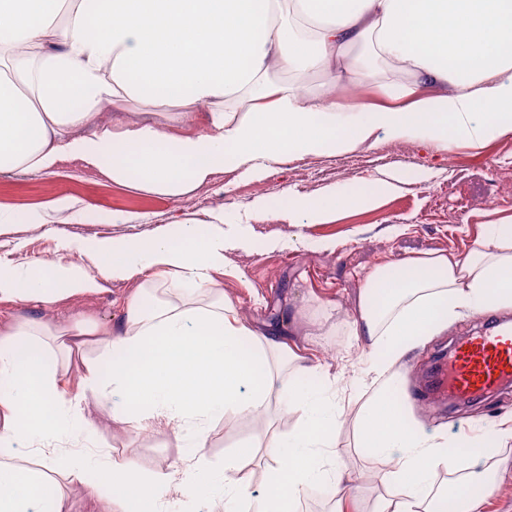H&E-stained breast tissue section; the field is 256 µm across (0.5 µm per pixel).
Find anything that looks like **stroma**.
Masks as SVG:
<instances>
[{
    "label": "stroma",
    "mask_w": 512,
    "mask_h": 512,
    "mask_svg": "<svg viewBox=\"0 0 512 512\" xmlns=\"http://www.w3.org/2000/svg\"><path fill=\"white\" fill-rule=\"evenodd\" d=\"M428 179H420L422 170ZM403 177L399 189L387 193L377 180L383 173ZM512 177V135L474 147L459 140L436 142L380 139L336 155L306 156L284 161L264 176L219 170L207 182L181 197L112 183L98 170L78 161L64 162L56 175L0 176V212L26 215L60 197L82 213L101 216L98 224L76 222L59 213L47 225L0 223V260L43 263L45 258L79 257V245L90 239L128 236L150 238L174 234L179 223L205 224L213 212L224 214L223 227L240 243L230 263L214 279L239 315L256 324L289 319L298 347L319 338L316 356L329 373L352 377L365 361L363 350L346 334L345 322L356 308L365 273L375 264L424 252H465L484 225L512 220V194L502 191V178ZM317 196L334 189L348 196L374 198L342 211L326 224H287L279 210L288 190ZM264 210H257V203ZM279 247H269V240ZM136 280L107 281L98 294L65 300L51 310L63 316L80 311L99 318H121ZM477 318L457 322L446 335L434 337L410 354L406 380L395 400H408L427 426L447 424L449 434L492 425L512 412V386L482 396L468 405L443 404L421 394L430 365L451 342L479 328ZM359 401L345 403L336 430V452L357 475L356 492L367 497L381 491V468L371 454L355 447L351 420ZM101 438L128 456L144 472L168 469L182 451L160 431L126 447L120 424L108 406H92ZM254 419L226 415L211 433L205 450L213 466L231 452L246 450L263 438Z\"/></svg>",
    "instance_id": "35a3bbf8"
}]
</instances>
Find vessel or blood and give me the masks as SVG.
I'll list each match as a JSON object with an SVG mask.
<instances>
[{
    "mask_svg": "<svg viewBox=\"0 0 512 512\" xmlns=\"http://www.w3.org/2000/svg\"><path fill=\"white\" fill-rule=\"evenodd\" d=\"M512 383V325L502 323L462 339L432 371V397L470 398Z\"/></svg>",
    "mask_w": 512,
    "mask_h": 512,
    "instance_id": "obj_1",
    "label": "vessel or blood"
}]
</instances>
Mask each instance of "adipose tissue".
Wrapping results in <instances>:
<instances>
[{"label":"adipose tissue","instance_id":"obj_1","mask_svg":"<svg viewBox=\"0 0 512 512\" xmlns=\"http://www.w3.org/2000/svg\"><path fill=\"white\" fill-rule=\"evenodd\" d=\"M0 0V174L54 175L78 160L110 180L181 196L219 169L261 174L284 160L348 152L375 135L480 146L512 133V0ZM93 32H86V23ZM371 42L376 59L402 65L409 83L383 85L389 105L339 104L326 89L306 94L268 82L277 67L360 74L351 49ZM431 95H421L422 87ZM172 107L173 135L152 120L99 123L104 105ZM328 192L292 191L281 207L291 224H321L347 204ZM199 239L201 252L185 248ZM229 242L215 223L184 224L149 239L83 245L95 269L74 261L0 263V301L16 312L0 321V512H70L77 484L110 512H279L305 487L328 483L348 512L351 474L335 452L346 391L364 395L355 418L358 447L387 469L388 494L372 512H434L438 473L459 488L451 512H482L483 493L512 462V418L492 432L449 436L426 429L393 402L404 359L455 322L512 310V224H490L466 251L429 252L378 263L364 276L347 333L368 349L352 379L324 374L316 356L296 353L286 324L255 328L239 316L213 275ZM138 279L121 319L82 313L63 321L47 311L98 293L106 280ZM80 390L66 396L68 366ZM319 376L312 389L277 390L282 372ZM121 395L114 420L126 435L160 429L183 453L179 464L145 474L114 454L89 417V403ZM277 406L299 420L275 434L265 454L277 496L251 497L241 452L212 467L204 453L226 414L252 417ZM453 448H476L465 472Z\"/></svg>","mask_w":512,"mask_h":512}]
</instances>
